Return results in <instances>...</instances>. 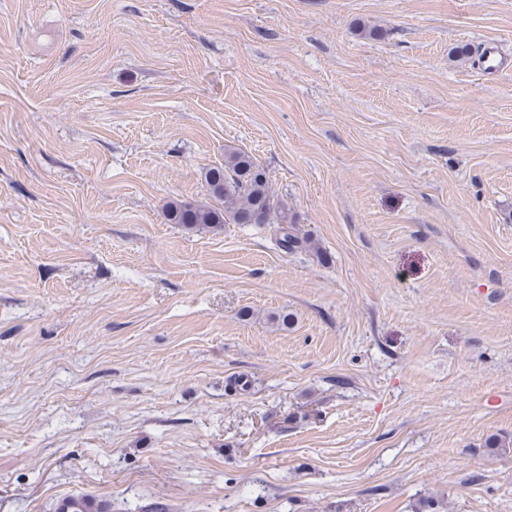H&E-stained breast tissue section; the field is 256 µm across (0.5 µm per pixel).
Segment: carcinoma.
<instances>
[{
    "label": "carcinoma",
    "mask_w": 512,
    "mask_h": 512,
    "mask_svg": "<svg viewBox=\"0 0 512 512\" xmlns=\"http://www.w3.org/2000/svg\"><path fill=\"white\" fill-rule=\"evenodd\" d=\"M205 179L220 206L171 201L166 206L170 223L195 227L295 223L288 205L271 192L265 169L244 152L226 149L224 165L207 170Z\"/></svg>",
    "instance_id": "cac0c4a2"
}]
</instances>
